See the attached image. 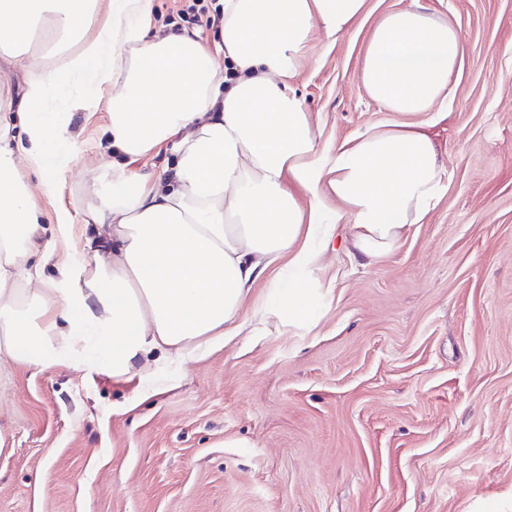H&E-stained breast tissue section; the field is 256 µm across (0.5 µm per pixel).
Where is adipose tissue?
I'll list each match as a JSON object with an SVG mask.
<instances>
[{
	"mask_svg": "<svg viewBox=\"0 0 512 512\" xmlns=\"http://www.w3.org/2000/svg\"><path fill=\"white\" fill-rule=\"evenodd\" d=\"M365 0H224L223 55L187 33H150L152 0H0V55L29 70L17 115L26 140L8 141L0 114V365L77 366L122 377L183 364L248 326L240 313L266 269L287 258V287L271 288L257 318L308 323L314 273L332 234L325 197L348 218L365 262L394 251L441 189L437 147L417 123L375 127L349 145L318 150L308 113L289 91L313 29L343 34ZM79 42L60 68L43 66L36 35ZM465 53L459 31L418 4L385 14L360 67L387 110L439 111ZM110 88L108 140L136 158L173 143L166 176L116 169L94 177L98 199L71 244L69 215L53 230L36 195L74 147L67 111L98 108L77 83ZM36 175L29 185L19 163ZM307 193L299 204L291 190ZM55 263L57 275L44 270Z\"/></svg>",
	"mask_w": 512,
	"mask_h": 512,
	"instance_id": "ef3b65f1",
	"label": "adipose tissue"
}]
</instances>
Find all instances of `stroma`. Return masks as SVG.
I'll return each instance as SVG.
<instances>
[{"instance_id": "1", "label": "stroma", "mask_w": 512, "mask_h": 512, "mask_svg": "<svg viewBox=\"0 0 512 512\" xmlns=\"http://www.w3.org/2000/svg\"><path fill=\"white\" fill-rule=\"evenodd\" d=\"M414 0H365L337 40L314 30L291 88L319 148L405 121L367 94L373 27ZM466 51L437 112L417 114L446 189L392 253L332 244L314 325L274 315L163 374L85 376L12 363L0 380V512H512V0H416ZM75 154L37 205L89 223L109 165L103 105L69 117Z\"/></svg>"}]
</instances>
